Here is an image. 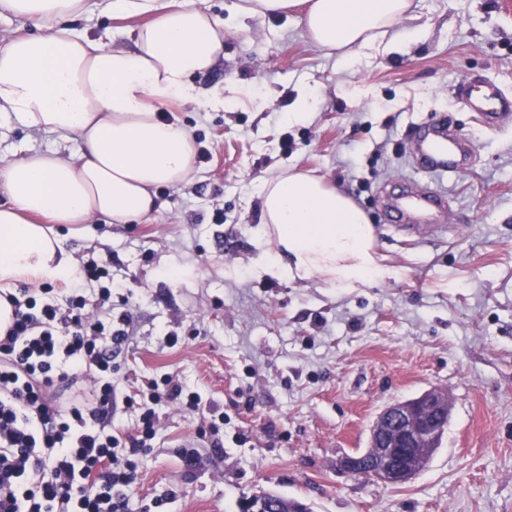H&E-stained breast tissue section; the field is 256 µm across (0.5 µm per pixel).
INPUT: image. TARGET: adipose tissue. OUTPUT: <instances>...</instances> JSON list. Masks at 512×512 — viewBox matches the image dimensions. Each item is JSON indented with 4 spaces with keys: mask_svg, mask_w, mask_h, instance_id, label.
<instances>
[{
    "mask_svg": "<svg viewBox=\"0 0 512 512\" xmlns=\"http://www.w3.org/2000/svg\"><path fill=\"white\" fill-rule=\"evenodd\" d=\"M304 6L303 35L346 60L380 49L412 0H246L242 15L265 18ZM102 12L147 16L131 46L93 40L77 19ZM31 32L0 40V120L71 137L68 155L29 150L0 159V335L13 322L7 300L21 282L75 279L54 227L93 218L129 224L159 212V187L194 177L196 139L164 119L172 100L223 107L224 90L201 93L192 78L224 49V25L203 0H0V17ZM259 272L354 288L388 276L367 215L320 177L288 170L259 192Z\"/></svg>",
    "mask_w": 512,
    "mask_h": 512,
    "instance_id": "1",
    "label": "adipose tissue"
}]
</instances>
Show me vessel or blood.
<instances>
[{
  "mask_svg": "<svg viewBox=\"0 0 512 512\" xmlns=\"http://www.w3.org/2000/svg\"><path fill=\"white\" fill-rule=\"evenodd\" d=\"M454 95L464 108L479 113L486 127H497L502 119L512 116V94L496 84L476 86L464 80L456 84ZM413 152L418 164L435 174L457 170L473 161L467 143L457 138L447 123L424 127L414 142ZM442 202V194L432 190L422 196H399L392 202L391 209L405 218Z\"/></svg>",
  "mask_w": 512,
  "mask_h": 512,
  "instance_id": "vessel-or-blood-1",
  "label": "vessel or blood"
}]
</instances>
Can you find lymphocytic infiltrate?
Segmentation results:
<instances>
[{"instance_id":"obj_1","label":"lymphocytic infiltrate","mask_w":512,"mask_h":512,"mask_svg":"<svg viewBox=\"0 0 512 512\" xmlns=\"http://www.w3.org/2000/svg\"><path fill=\"white\" fill-rule=\"evenodd\" d=\"M98 292L88 302L85 289ZM107 267L85 265L66 306L29 289L9 295L13 324L0 338V512H127L124 487L135 457L157 434L152 410L135 435L122 433L112 365L132 320L112 326V294L122 290Z\"/></svg>"}]
</instances>
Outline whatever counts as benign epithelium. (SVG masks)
I'll list each match as a JSON object with an SVG mask.
<instances>
[{
    "label": "benign epithelium",
    "mask_w": 512,
    "mask_h": 512,
    "mask_svg": "<svg viewBox=\"0 0 512 512\" xmlns=\"http://www.w3.org/2000/svg\"><path fill=\"white\" fill-rule=\"evenodd\" d=\"M449 417L448 393L441 389L392 403L373 423L368 448L341 457L336 467L365 480L405 483L440 446Z\"/></svg>",
    "instance_id": "obj_1"
}]
</instances>
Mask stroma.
Listing matches in <instances>:
<instances>
[{
    "label": "stroma",
    "instance_id": "stroma-1",
    "mask_svg": "<svg viewBox=\"0 0 512 512\" xmlns=\"http://www.w3.org/2000/svg\"><path fill=\"white\" fill-rule=\"evenodd\" d=\"M239 2L206 0L225 23L224 57L193 78L225 87L227 104L174 112L196 138L193 181L160 188V212L139 222L57 227L74 261L124 282L134 332L113 383L134 395L170 373L200 400L154 405L128 512H243L265 492L312 512H512V121L487 129L453 96L465 77L512 93V0H414L389 52L344 63L303 37L300 16L243 18ZM304 93L314 108L289 119ZM443 118L475 156L436 176L414 164L412 135ZM62 146L0 125L1 158ZM288 169L366 213L391 277L345 288L256 272L260 187ZM413 182L448 200L425 233L389 215ZM432 388L447 391L450 418L412 480L337 470L387 405ZM219 413L215 448L198 432Z\"/></svg>",
    "mask_w": 512,
    "mask_h": 512
}]
</instances>
